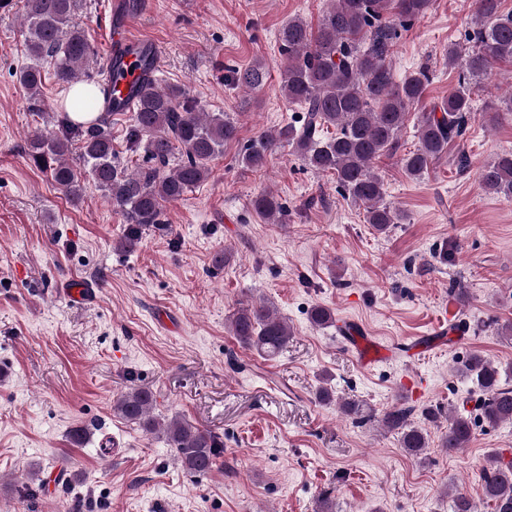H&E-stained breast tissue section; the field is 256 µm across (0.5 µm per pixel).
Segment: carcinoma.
I'll use <instances>...</instances> for the list:
<instances>
[{
	"label": "carcinoma",
	"instance_id": "1",
	"mask_svg": "<svg viewBox=\"0 0 512 512\" xmlns=\"http://www.w3.org/2000/svg\"><path fill=\"white\" fill-rule=\"evenodd\" d=\"M432 0H329L317 27L299 17L288 19L277 34L283 59L281 91L289 104L305 116L295 127L275 134L261 133L244 149L241 162L250 169L266 166L283 141L294 146L305 163L319 172L336 175L344 194L363 207L365 222L380 233L399 223L400 215L384 202V182L375 161L396 153L398 136L408 115L417 113L419 146L400 158L404 172L420 178L448 153V145L466 134L477 111L473 89L485 83L501 63H512V10L503 0H472V29L466 44L448 45L445 61L457 72L458 87L430 106L424 104L430 81L420 68L395 80L391 54L399 38L396 20L423 16ZM81 0H26L24 41L30 64L18 73L30 105L42 101L44 62L53 65L61 84L83 83L75 103L88 109L104 91L82 80L92 56L85 31L75 21ZM143 82L133 89L135 99L128 140L144 146L148 164L131 171L119 164L112 149V132L105 119L85 125L63 112L57 128L38 129L28 142V157L61 189L71 202L83 196L78 170L84 169L94 186L103 191L112 210L126 222L119 247L135 250L147 230L163 231V204L177 201L205 181L211 162L224 147L238 141L239 126L224 112H205L178 86L162 88L153 78L155 51L143 44L137 49ZM268 76L263 62L234 71L233 82L261 90ZM480 183L490 195L512 199V151L484 165ZM254 211L274 221L286 213L272 194L252 201ZM233 336L242 345L272 359L288 344L291 331L264 305H242L231 315ZM465 373L487 394L482 417L491 426L512 423V388L501 383V372L490 359L474 354ZM154 393L135 388L113 402V412L147 433L163 431L189 473L213 470L221 442L211 432L187 420L167 425L152 415ZM410 411L385 412L386 426L397 432L401 448L420 458L428 448L427 433L411 425ZM473 436L470 416L453 410L448 415L447 450L467 446ZM483 495L494 512H512V460L491 458L480 475Z\"/></svg>",
	"mask_w": 512,
	"mask_h": 512
}]
</instances>
